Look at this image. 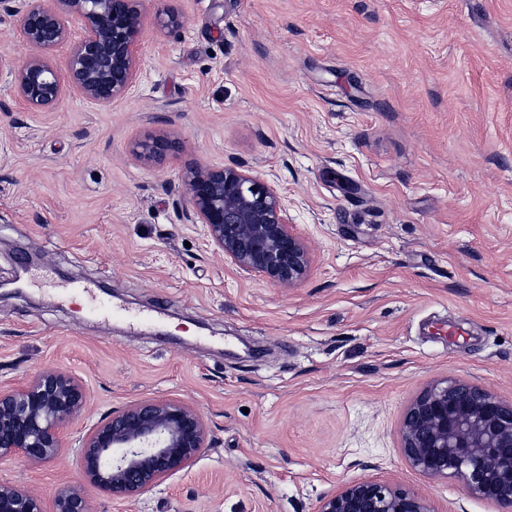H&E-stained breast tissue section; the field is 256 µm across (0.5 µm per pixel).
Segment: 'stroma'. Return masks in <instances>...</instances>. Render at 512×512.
I'll list each match as a JSON object with an SVG mask.
<instances>
[{
	"instance_id": "stroma-1",
	"label": "stroma",
	"mask_w": 512,
	"mask_h": 512,
	"mask_svg": "<svg viewBox=\"0 0 512 512\" xmlns=\"http://www.w3.org/2000/svg\"><path fill=\"white\" fill-rule=\"evenodd\" d=\"M180 15L174 30L157 16ZM131 90L68 84L51 109L9 71L33 50L0 17V387L52 368L87 393L71 438L152 398L197 409L209 446L92 512H313L346 482H395L436 512H512L433 481L400 448L404 410L453 376L512 399V0H146ZM167 131L158 167L130 144ZM193 163L240 164L288 201L309 275L236 271L180 216ZM139 323L96 315L73 290ZM75 449L0 462L50 497Z\"/></svg>"
}]
</instances>
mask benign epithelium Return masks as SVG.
<instances>
[{"instance_id": "obj_1", "label": "benign epithelium", "mask_w": 512, "mask_h": 512, "mask_svg": "<svg viewBox=\"0 0 512 512\" xmlns=\"http://www.w3.org/2000/svg\"><path fill=\"white\" fill-rule=\"evenodd\" d=\"M144 0H0V13L20 17L35 50L10 72L16 95L34 108H52L61 84L51 54L71 43V82L93 103H108L132 87L143 39ZM84 20L86 35L70 42L66 17ZM172 148L165 134L132 144L145 165ZM183 218L204 227L207 241L236 270L274 285H294L310 271L305 240L288 221V204L271 184L240 166H192L183 174ZM86 404L72 376L47 369L0 389V461L30 465L58 455ZM207 424L191 405L149 398L112 412L78 438L79 482H64L45 499L16 482L0 481V512H91L86 486L134 502L190 467L207 439ZM407 462L431 479L456 478L470 496L512 506V400L468 381L429 383L407 406L401 426ZM314 512H434L429 501L375 480L352 481L319 498Z\"/></svg>"}]
</instances>
